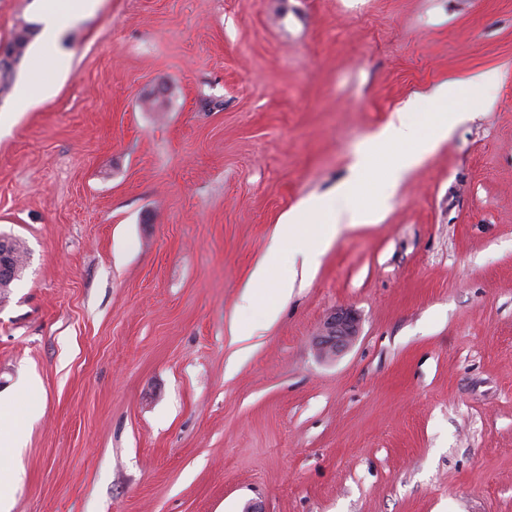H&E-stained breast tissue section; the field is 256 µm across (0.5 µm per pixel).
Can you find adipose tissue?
Returning a JSON list of instances; mask_svg holds the SVG:
<instances>
[{
    "mask_svg": "<svg viewBox=\"0 0 512 512\" xmlns=\"http://www.w3.org/2000/svg\"><path fill=\"white\" fill-rule=\"evenodd\" d=\"M99 0H66L61 9L43 7L40 13V32L37 36L39 61L34 72L20 85L15 96L16 110H25L35 93L47 88L58 66L60 36L74 22L95 14ZM501 77L498 72H479L468 78L439 84L430 96L432 110L428 120L433 128L430 139H421L415 124L407 122L402 113H393L390 119L370 136L354 164L355 180L368 175L374 154L386 148L402 152L398 164L384 173L389 185H397L403 175L448 136V127L460 119L459 108L473 94H481L486 102H493ZM389 194H382L367 204L358 203L355 191L345 188L340 192L300 200L285 213L276 226L272 244L255 265L242 293L243 309H250L256 301L265 303V321L273 323L279 303L290 293L293 272L277 273L281 247H288L303 257L305 272H314L325 247L336 235L339 225L374 224L380 221L389 206ZM275 281L273 291H266L268 281ZM13 398L0 395V512H10L14 494L20 489L25 469V430L37 421L43 406L31 402L25 420L13 419Z\"/></svg>",
    "mask_w": 512,
    "mask_h": 512,
    "instance_id": "obj_1",
    "label": "adipose tissue"
}]
</instances>
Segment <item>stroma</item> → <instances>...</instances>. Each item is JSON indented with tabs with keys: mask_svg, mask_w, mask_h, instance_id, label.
<instances>
[{
	"mask_svg": "<svg viewBox=\"0 0 512 512\" xmlns=\"http://www.w3.org/2000/svg\"><path fill=\"white\" fill-rule=\"evenodd\" d=\"M38 16L0 0V45ZM61 45L53 94L0 92V234L27 249L0 392L25 406L32 372L44 406L11 512H512V0H103ZM495 68L237 354L281 216ZM339 308L358 336L323 361Z\"/></svg>",
	"mask_w": 512,
	"mask_h": 512,
	"instance_id": "1",
	"label": "stroma"
}]
</instances>
